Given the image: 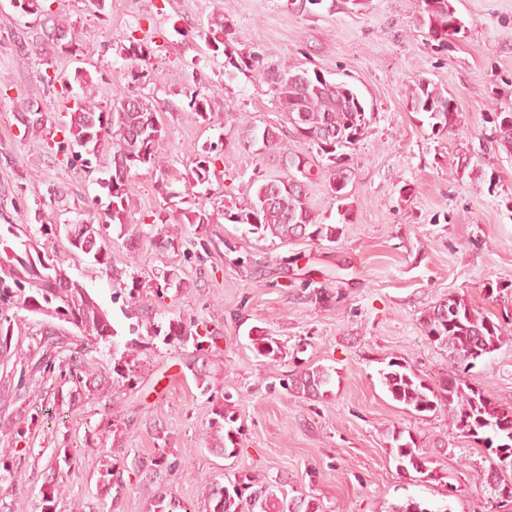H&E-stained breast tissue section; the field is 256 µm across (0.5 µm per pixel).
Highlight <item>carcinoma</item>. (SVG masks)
Here are the masks:
<instances>
[{
	"instance_id": "obj_1",
	"label": "carcinoma",
	"mask_w": 512,
	"mask_h": 512,
	"mask_svg": "<svg viewBox=\"0 0 512 512\" xmlns=\"http://www.w3.org/2000/svg\"><path fill=\"white\" fill-rule=\"evenodd\" d=\"M12 7L23 15H34L38 19L35 30L28 42L19 43L20 53L35 58L40 64H47L55 57L69 55L76 57L87 52L81 43L76 25L68 18L41 6L39 0H10ZM416 26L427 31L439 45L446 44L448 36L465 30L464 21L457 15L451 0H420ZM210 50L224 55V73L232 78L238 72L247 70L255 73L273 92L279 108L288 115L298 142L316 148L318 154L329 164L324 169L329 174L328 187L332 197L338 201L346 198V188L352 178L350 154L344 149H353L362 140L369 127L366 105L360 94L345 82H336L320 75L315 70L299 67L271 68L260 66L259 57L253 52L241 51L236 47L238 40L229 20L221 17L213 21L206 34ZM119 54L137 65L148 61V49L143 40L129 37V44L120 47ZM74 81L82 86L83 93L75 94L67 89L66 98L73 101L68 108V120L60 125L63 133L57 151L67 156L68 162L88 163L83 152L90 149L98 152L101 141L112 140V161L110 174L97 179V184L107 203L100 216L89 219L78 218L68 224H40L38 233L30 231L26 221L39 220L41 209L30 210L25 200L10 198L13 209L25 223L11 224L6 233L0 232V366L7 367L6 360L16 357L20 364V375L16 386L9 390L0 387V409L22 401L31 402L42 396V392L31 387L35 378L45 377L54 372L55 362L67 364L68 381L73 387L68 393V405L73 407L83 390L97 391L101 395L110 393L111 385L106 379L84 378L81 375L77 356H62L63 343L59 334L45 329L38 330L36 340L40 356L31 358L19 352L13 345L15 336L16 303L29 302V312L39 314L45 307H51L61 314L60 321L75 329L81 339L84 352L96 349L101 344L117 349L119 330L97 298L68 273L48 252L43 249L38 235H59L64 237L73 252H78L112 274L113 285L121 291L126 288L122 272L112 266L107 230L118 231L130 239L148 238L161 249L175 247L180 241L178 234L168 222L166 211L155 213L149 223L133 224L130 216L134 210L130 194L131 181L138 171L145 168L158 174V187L164 199L172 200L186 195L193 198L192 207L186 213L191 224L206 226L214 223V213L208 204L212 202L209 170L220 159L216 148H205L194 154L192 167L183 173L175 168L159 152L163 126L158 118L162 112L159 102L136 94L120 92L113 96L112 106L103 110L90 93L92 78L83 70H76ZM414 109L429 114L432 128L440 132L457 125V105L448 91L427 80L417 81L411 94ZM252 144H260L259 151L278 158L285 168L294 167L301 178L267 176L258 180L254 197L248 207L236 214L235 222L249 225V233L260 238L271 236L283 243L292 244L299 240L336 242L339 235L334 224H323L307 200L306 180L310 179L307 158L288 147L283 133L273 126L257 131L253 125L248 129ZM493 138L497 145L512 155V111L499 112L494 120ZM184 184V193L174 189ZM67 189L50 183L40 199L42 206H54L67 199ZM14 256H9L6 249ZM430 339L444 345L448 355V369L437 381L436 387H429L406 366L396 361L380 372V382L392 400L417 413L448 411L452 423L464 437L482 445L496 455L497 467H491L483 474V482L492 493L512 499V477L501 474L491 481L496 470L512 468V411L499 408L491 395L468 384L466 374L476 363L486 360L499 348L505 329L489 315L480 313L462 298L450 296L434 306L422 322ZM147 335L163 337L165 341H177L183 345L193 342L194 351L184 359V366L192 371L199 381L208 377L207 365L199 363L205 356V349L199 341V333L191 330L180 319L167 323L149 321ZM251 345L260 357L277 362L283 358L282 347L276 338L261 333L250 338ZM136 342L130 340L121 354L120 363L113 367L121 379H130L131 367L128 358ZM329 369L320 366L306 367L291 374L284 389L292 395L317 401L327 395L330 384ZM224 421V435L217 439L216 449L227 452L237 448V435L241 429L235 426L234 411L224 405L216 412ZM392 458L399 474L419 482L442 481L433 461L417 446L413 435L402 431L391 434ZM177 463L168 460L163 453L157 458L143 460L140 456L124 455L112 463L118 473H141L151 471L158 474L165 471L171 475ZM21 474L12 469L4 455H0V483L8 487L0 490V497L12 495ZM277 486L246 475L228 481L221 486L212 485L203 492L204 512H320L319 504L305 496L281 499L276 493ZM188 512L165 491L158 492L152 500V512Z\"/></svg>"
}]
</instances>
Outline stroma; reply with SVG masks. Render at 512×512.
Segmentation results:
<instances>
[{
    "instance_id": "35a3bbf8",
    "label": "stroma",
    "mask_w": 512,
    "mask_h": 512,
    "mask_svg": "<svg viewBox=\"0 0 512 512\" xmlns=\"http://www.w3.org/2000/svg\"><path fill=\"white\" fill-rule=\"evenodd\" d=\"M47 2L76 23L89 53L55 58L45 73L35 72L15 47L33 19L0 0V191L33 207L46 182L67 187L65 202L44 208L47 224L67 223L100 197L109 143L91 157L88 174L63 162L49 138L26 136L14 117L21 98L36 97L57 121L60 92L82 67L102 107L127 89L164 103L159 150L177 168L196 150L221 147L209 188L224 214L203 229L188 223L186 204L165 201L157 175L140 170L132 185L134 223L166 210L181 242L166 251L110 232L114 268L137 283L134 300L125 303L113 302L111 279L71 252L64 237L44 239L45 250L107 307L121 341L138 347L133 380L115 388L120 415L95 392H83L75 408L58 405L56 377L44 381L42 405L24 436L13 430V411L0 412V450L24 477L13 491L17 512H42L54 481L55 512L75 505L81 512H149L161 484L193 510L204 484L244 474L281 483L322 512H393L410 498L449 512H512V502L491 495L480 480L490 466L484 450L446 411L405 410L379 381L380 370L397 361L435 385L448 357L425 335L422 318L448 296L485 314H512V155L492 138L494 113L512 110V0H454L466 30L443 49L414 23L419 0H369L363 9L351 0H322L307 11L292 0H112L102 14L89 0ZM220 14L233 23L239 49L259 54L264 65L317 69L364 99L370 123L354 153L347 199L333 200L318 177L307 187L321 222L340 227L336 242L260 240L231 222L260 177L283 172L276 158L248 144V125L276 126L288 136L293 130L268 85L247 74L228 78L223 57L208 49L203 34ZM133 32L153 48L135 69L117 51ZM420 79L455 100V131H433L427 113L412 108ZM194 98L206 100L208 119L192 111ZM170 270L185 287L158 293V276ZM313 286L325 288L329 301H312ZM137 308L161 322L178 318L218 331L205 386L182 363L192 345L130 331L127 313ZM255 326L279 340L281 361L256 355L249 340ZM307 366L332 369L325 400L306 401L283 388L292 371ZM467 380L512 409V334ZM227 399L242 430L232 457L212 448L211 423ZM395 428L412 433L446 483L399 474L387 445ZM121 448L147 459L167 449L178 471L161 480L127 473L114 485L108 471Z\"/></svg>"
}]
</instances>
